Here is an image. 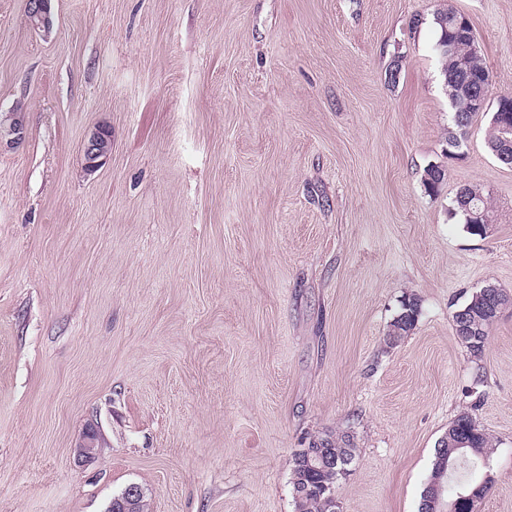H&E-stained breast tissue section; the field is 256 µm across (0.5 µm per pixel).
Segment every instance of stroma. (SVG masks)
Instances as JSON below:
<instances>
[{
    "mask_svg": "<svg viewBox=\"0 0 512 512\" xmlns=\"http://www.w3.org/2000/svg\"><path fill=\"white\" fill-rule=\"evenodd\" d=\"M51 8L35 31L0 0V110L24 112L0 146V512H106L131 484L148 512H295L293 452L346 431L343 512H418L466 409L493 441L476 512H512V307L478 359L453 322L512 294V167L486 112L449 147L433 23L468 18L494 102L512 0ZM465 185L486 236L449 213ZM408 294L418 322L387 346ZM112 136L109 129L102 127L95 130L83 146L84 159L89 168L96 167L100 159L109 152ZM466 189L472 196V199H471L472 203L476 206V207H474V205L471 204V202H469V200H468L467 205L469 208L470 217L473 221V224L482 225V227H484L486 230L485 231V234H486L492 222L485 215V213L480 212L478 208H480V210L486 212V214L492 218L491 207L489 205L488 198L477 188L466 187ZM100 447V435L91 427L84 433L82 440L76 446V456L82 462H91L96 459Z\"/></svg>",
    "mask_w": 512,
    "mask_h": 512,
    "instance_id": "35a3bbf8",
    "label": "stroma"
}]
</instances>
